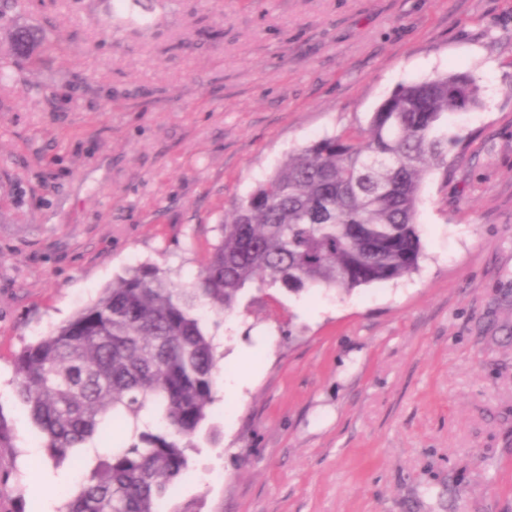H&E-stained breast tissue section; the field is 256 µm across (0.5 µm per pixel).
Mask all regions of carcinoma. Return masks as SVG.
Segmentation results:
<instances>
[{"label":"carcinoma","mask_w":512,"mask_h":512,"mask_svg":"<svg viewBox=\"0 0 512 512\" xmlns=\"http://www.w3.org/2000/svg\"><path fill=\"white\" fill-rule=\"evenodd\" d=\"M16 61L38 65L44 30L9 32ZM481 104L466 72L399 87L368 127L291 154L234 209L195 280L141 266L15 356L14 394L57 464L94 465L57 512H157L189 474L220 372L211 314H231L245 289L347 293L399 280L423 256L421 176L447 168L444 119Z\"/></svg>","instance_id":"carcinoma-1"}]
</instances>
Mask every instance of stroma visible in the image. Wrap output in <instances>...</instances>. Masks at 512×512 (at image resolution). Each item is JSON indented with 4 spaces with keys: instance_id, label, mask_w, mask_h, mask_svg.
I'll use <instances>...</instances> for the list:
<instances>
[{
    "instance_id": "35a3bbf8",
    "label": "stroma",
    "mask_w": 512,
    "mask_h": 512,
    "mask_svg": "<svg viewBox=\"0 0 512 512\" xmlns=\"http://www.w3.org/2000/svg\"><path fill=\"white\" fill-rule=\"evenodd\" d=\"M31 0L0 86V512H55L13 358L134 267L190 282L224 215L399 86L472 73L422 179L420 269L247 289L207 323L217 444L167 512H512V0ZM10 52L13 60L38 65L42 54L52 45L44 30L26 25H14L9 32Z\"/></svg>"
}]
</instances>
